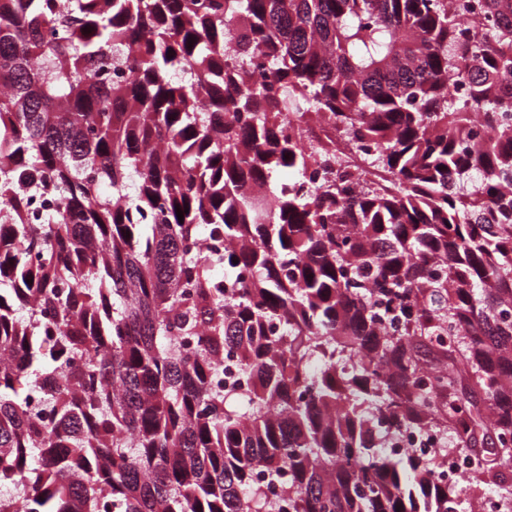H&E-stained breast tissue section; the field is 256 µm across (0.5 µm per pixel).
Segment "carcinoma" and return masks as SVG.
<instances>
[{
  "label": "carcinoma",
  "instance_id": "carcinoma-1",
  "mask_svg": "<svg viewBox=\"0 0 512 512\" xmlns=\"http://www.w3.org/2000/svg\"><path fill=\"white\" fill-rule=\"evenodd\" d=\"M480 15L0 0V512H470L382 421L512 472V0Z\"/></svg>",
  "mask_w": 512,
  "mask_h": 512
}]
</instances>
